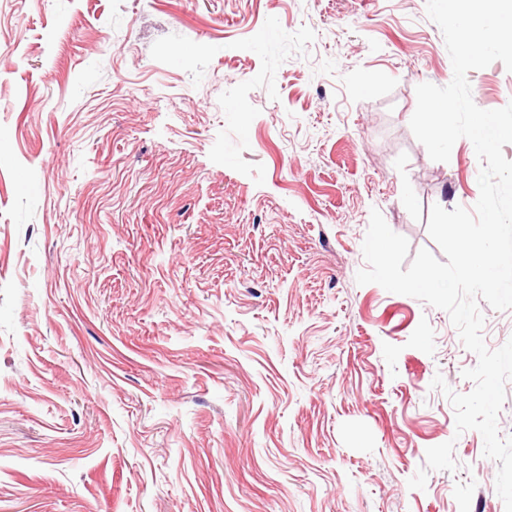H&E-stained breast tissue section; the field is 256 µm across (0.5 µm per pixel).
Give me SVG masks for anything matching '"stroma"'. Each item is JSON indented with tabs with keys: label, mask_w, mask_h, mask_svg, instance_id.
I'll list each match as a JSON object with an SVG mask.
<instances>
[{
	"label": "stroma",
	"mask_w": 512,
	"mask_h": 512,
	"mask_svg": "<svg viewBox=\"0 0 512 512\" xmlns=\"http://www.w3.org/2000/svg\"><path fill=\"white\" fill-rule=\"evenodd\" d=\"M452 78L425 0H0V512H505L476 354L356 282L479 199L409 126Z\"/></svg>",
	"instance_id": "35a3bbf8"
}]
</instances>
